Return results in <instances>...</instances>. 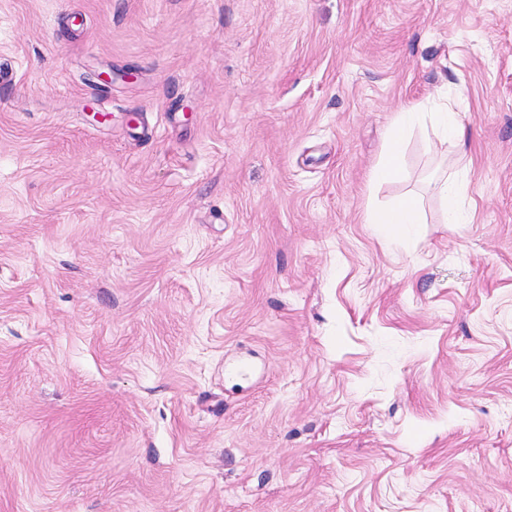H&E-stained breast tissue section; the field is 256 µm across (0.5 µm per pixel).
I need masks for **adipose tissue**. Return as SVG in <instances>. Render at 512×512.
Returning <instances> with one entry per match:
<instances>
[{
	"label": "adipose tissue",
	"mask_w": 512,
	"mask_h": 512,
	"mask_svg": "<svg viewBox=\"0 0 512 512\" xmlns=\"http://www.w3.org/2000/svg\"><path fill=\"white\" fill-rule=\"evenodd\" d=\"M424 117L430 118L433 128L442 130L445 142L450 143L458 154H465L467 148L465 125L459 113L454 111L452 102L439 104L431 113L426 112L424 105L421 104L407 106L395 115L389 152L377 171L378 178L383 179L391 174L400 158L403 133Z\"/></svg>",
	"instance_id": "1"
}]
</instances>
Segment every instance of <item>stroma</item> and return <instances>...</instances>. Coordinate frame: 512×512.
Returning <instances> with one entry per match:
<instances>
[{"mask_svg":"<svg viewBox=\"0 0 512 512\" xmlns=\"http://www.w3.org/2000/svg\"><path fill=\"white\" fill-rule=\"evenodd\" d=\"M0 69V512H512V0H0ZM426 105L416 104L407 106L397 112L393 120L392 137L389 152L383 165L377 170L378 179L388 177L398 164L402 147V135L405 130L419 119L429 114L433 129H441L444 134V142L450 143L455 151L464 156L467 148L465 125L459 112H454L450 100L441 103L434 112H424ZM434 189L448 209V224H454L455 207L464 199L467 189L463 175L448 176L435 182ZM420 220L421 208L415 198H406L382 212H373L369 217V223L380 224L389 234L400 232L406 224H418Z\"/></svg>","mask_w":512,"mask_h":512,"instance_id":"35a3bbf8","label":"stroma"}]
</instances>
